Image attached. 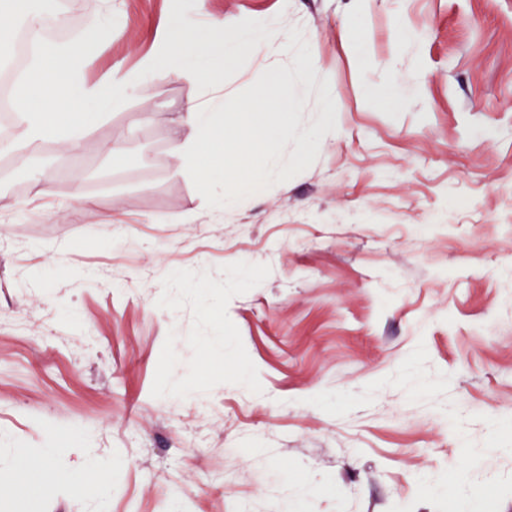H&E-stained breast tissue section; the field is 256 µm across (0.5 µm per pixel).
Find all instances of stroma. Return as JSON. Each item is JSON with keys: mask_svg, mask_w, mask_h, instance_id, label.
Segmentation results:
<instances>
[{"mask_svg": "<svg viewBox=\"0 0 512 512\" xmlns=\"http://www.w3.org/2000/svg\"><path fill=\"white\" fill-rule=\"evenodd\" d=\"M31 7L67 41L110 18L90 80L176 16L271 32L222 107L278 71L294 111L287 178L220 213L230 165L174 174L188 91L160 73L0 178V480L67 477L0 512H512V0ZM404 90L394 83H386L373 87L370 95L382 107L387 109H399L403 103ZM16 469L22 476L18 483H0L1 497L18 496L29 490L38 480L40 463L36 460L20 455L16 459Z\"/></svg>", "mask_w": 512, "mask_h": 512, "instance_id": "stroma-1", "label": "stroma"}]
</instances>
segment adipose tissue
<instances>
[{"instance_id":"adipose-tissue-1","label":"adipose tissue","mask_w":512,"mask_h":512,"mask_svg":"<svg viewBox=\"0 0 512 512\" xmlns=\"http://www.w3.org/2000/svg\"><path fill=\"white\" fill-rule=\"evenodd\" d=\"M0 14L25 18L26 31L38 44L31 75L18 94L20 147L34 151L48 139L67 141L94 126L109 107L130 95L138 73L110 70L97 81H87L84 72L91 60L89 42L43 39L45 20L30 9L28 0H0ZM188 30L186 21L171 20L159 33L153 53L142 59L139 73L160 72L187 84L191 98L182 122L194 132L214 127L222 120L239 131L251 152H259L267 138L288 122L289 104L281 93L287 76H275L240 114L224 116L210 110L196 102V94L217 88L225 69L233 62L259 54L263 38L251 27L202 37L189 35ZM225 150V139L221 136L203 141L193 133L170 143L174 171L178 174L197 173L199 155H221Z\"/></svg>"}]
</instances>
